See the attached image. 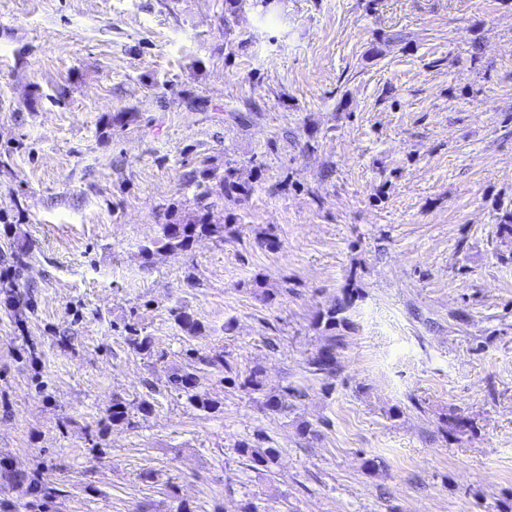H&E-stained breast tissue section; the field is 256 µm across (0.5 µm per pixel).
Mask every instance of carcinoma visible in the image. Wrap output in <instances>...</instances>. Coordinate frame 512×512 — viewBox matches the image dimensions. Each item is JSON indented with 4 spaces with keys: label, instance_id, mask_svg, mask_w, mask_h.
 <instances>
[{
    "label": "carcinoma",
    "instance_id": "cac0c4a2",
    "mask_svg": "<svg viewBox=\"0 0 512 512\" xmlns=\"http://www.w3.org/2000/svg\"><path fill=\"white\" fill-rule=\"evenodd\" d=\"M138 113L132 111L116 112L107 117L106 127L123 129L135 122ZM185 182L195 187V210L180 214L173 210L170 212L169 222L161 225L160 234L149 244L143 246L142 253L150 257L158 251L170 253L189 250L193 243L202 237L213 238L217 241L224 240L227 234L232 232V225L213 220L212 209L217 200H235L249 194L250 188L235 180L234 172L228 168L222 175L216 174L213 167L206 168L197 173L191 171L185 175ZM356 288L344 290L343 297L324 310L317 313L313 325L316 329L325 332V343L307 360L310 371L314 374H329L336 371V345L339 337L336 329L349 325L347 313L355 300ZM174 322L188 335L193 336L201 331V325L183 308L171 310ZM125 343L133 351L139 354L151 353L152 340L150 336L142 334V329L133 324L125 326ZM170 383L179 393L187 396L191 404L205 412L218 410V403L210 399L206 393L198 390L199 381L193 372L178 370L171 374ZM147 413L152 409V403L142 398L137 402L112 401L106 420L108 422L122 424L130 422L132 410ZM238 452L246 456L257 470L271 471L277 464L278 451L275 448H253L246 443L238 445Z\"/></svg>",
    "mask_w": 512,
    "mask_h": 512
}]
</instances>
